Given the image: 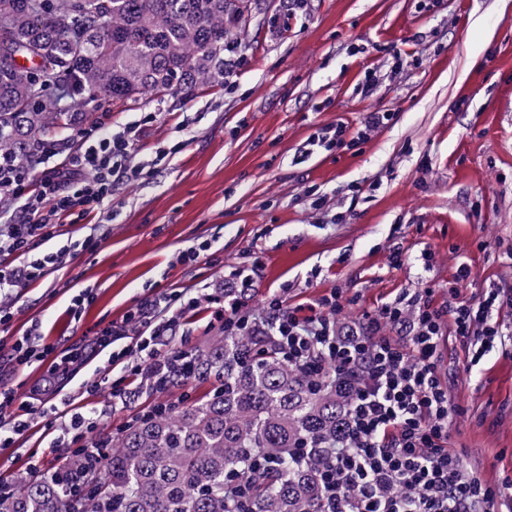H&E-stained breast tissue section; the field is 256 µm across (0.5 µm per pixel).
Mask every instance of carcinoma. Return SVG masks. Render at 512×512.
I'll return each instance as SVG.
<instances>
[{"instance_id": "carcinoma-1", "label": "carcinoma", "mask_w": 512, "mask_h": 512, "mask_svg": "<svg viewBox=\"0 0 512 512\" xmlns=\"http://www.w3.org/2000/svg\"><path fill=\"white\" fill-rule=\"evenodd\" d=\"M247 0H0V164L30 169L46 137L94 99L132 107L151 95L192 97L232 71L229 28ZM66 95L47 97L60 86ZM169 365L167 386L214 379L207 398L102 433V458L64 454L43 477L0 492V512H323L320 461L347 427L343 379L318 384L269 336L227 335ZM264 458L271 471L249 470ZM253 480L239 503L228 480Z\"/></svg>"}]
</instances>
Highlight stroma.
Masks as SVG:
<instances>
[{"mask_svg": "<svg viewBox=\"0 0 512 512\" xmlns=\"http://www.w3.org/2000/svg\"><path fill=\"white\" fill-rule=\"evenodd\" d=\"M232 34L237 64L224 85L190 99L148 97L131 110L98 102L92 120L47 137L32 180L59 163L58 149L129 124L140 127L130 162L147 172L113 192L114 218L64 217L54 236L29 243L37 257L98 239L6 299L14 316L0 326V383L31 414L28 432L0 447V487L32 463L58 465L62 424L51 404L99 412L101 426L116 432L148 407L215 387L192 379L112 398L108 346L59 384L49 362L11 360L15 340L31 329L56 357L109 328L133 338L139 328L128 312L176 289L201 302L166 346L190 349L222 335L208 297L238 268L253 272L247 309H266L282 289L290 305L305 307L338 289L351 300L338 317L347 327L406 290L429 288L436 304L447 303L463 262L471 271L463 298L512 286V267L502 262L512 249V0H307L294 11L288 0H252ZM369 64L381 78L365 97L358 85ZM370 112L394 118L351 144ZM337 124L347 142L312 144L317 130ZM310 188L326 195L323 207L312 205ZM203 240L211 248L195 264L179 262L180 251ZM395 248L405 258L399 266L389 260ZM424 251L434 256L426 270ZM85 287L93 297L71 317V297ZM439 368L462 408L452 445L486 482L512 483V355L497 348L470 369L452 340ZM94 380L100 390L87 392Z\"/></svg>", "mask_w": 512, "mask_h": 512, "instance_id": "35a3bbf8", "label": "stroma"}]
</instances>
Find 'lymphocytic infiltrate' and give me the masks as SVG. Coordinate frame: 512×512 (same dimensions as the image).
<instances>
[{"label": "lymphocytic infiltrate", "instance_id": "obj_1", "mask_svg": "<svg viewBox=\"0 0 512 512\" xmlns=\"http://www.w3.org/2000/svg\"><path fill=\"white\" fill-rule=\"evenodd\" d=\"M137 138L133 125L101 131L88 146L68 152L34 190L28 187L27 171L0 172V201L22 204L21 216L0 224V295L60 267V251L29 257L33 237L52 235L60 215L104 212L120 180H138L142 167L129 164ZM469 276V266L460 264L448 285L447 304L434 305L431 289L424 288L365 313L360 326L347 330L337 325L336 316L347 304L337 290L307 309L288 306L279 296L260 315L244 310L235 298L217 306L215 316L223 320L225 332L269 331L290 364L329 367L353 381L349 426L324 465L327 512H493L502 498L500 488L468 469L462 451L448 445L449 418L461 409L452 404L438 371L443 345L459 341L474 367L494 345L512 338V328L494 317L512 309V287L466 300L459 284ZM198 304V297L174 291L129 313L141 330L135 346L112 355L131 370L112 381L113 397H125L131 375L151 368L155 385L164 387L167 360L159 346ZM398 332L405 341L395 340ZM14 402L13 388L0 385L1 448L10 447L29 427V408Z\"/></svg>", "mask_w": 512, "mask_h": 512}]
</instances>
